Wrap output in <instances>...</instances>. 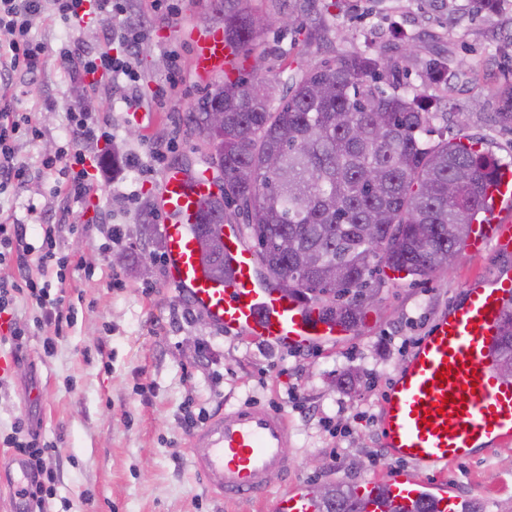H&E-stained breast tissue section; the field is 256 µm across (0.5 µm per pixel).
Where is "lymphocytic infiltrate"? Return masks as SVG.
<instances>
[{
  "label": "lymphocytic infiltrate",
  "instance_id": "lymphocytic-infiltrate-1",
  "mask_svg": "<svg viewBox=\"0 0 512 512\" xmlns=\"http://www.w3.org/2000/svg\"><path fill=\"white\" fill-rule=\"evenodd\" d=\"M123 0H0V83L9 84L21 79H33L40 73L48 55H56L66 67L72 81L95 87L102 80L113 83L135 80V71L129 59L112 55L110 51L76 53L68 46L50 50L37 38L33 23L44 13H51L63 25L79 24L86 13H94L100 21L109 24L122 13ZM68 125L64 137L67 147L55 156H42L38 164L42 170L58 174L55 196L66 200L82 199L97 186L101 175L87 167V145L105 139L107 124L91 120L81 102L67 107ZM39 130L31 114L17 111L10 103L0 104V193L11 186L22 184L30 167L17 154L14 143L18 138L37 139ZM40 248H32L26 240L27 229L13 216L0 217V264H16L18 278L0 280V318L10 323V337L19 340L25 331L15 309L18 302L33 301L42 311V320L52 325L55 336L63 335L72 323L69 307L63 296L51 295L47 275L64 267L57 252L61 227L46 224L42 227ZM14 436L5 438L6 447L16 449L26 457L31 481L20 484L17 495L24 497L30 512H47L46 504L53 496L55 474L45 464L48 448L39 446L35 432L25 422H17Z\"/></svg>",
  "mask_w": 512,
  "mask_h": 512
}]
</instances>
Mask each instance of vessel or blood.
Instances as JSON below:
<instances>
[{
  "label": "vessel or blood",
  "instance_id": "1",
  "mask_svg": "<svg viewBox=\"0 0 512 512\" xmlns=\"http://www.w3.org/2000/svg\"><path fill=\"white\" fill-rule=\"evenodd\" d=\"M195 68L199 75L230 71L235 51L215 28L194 30ZM489 191L497 201L512 200V169H499ZM219 192L208 173L197 175L178 166L164 175L160 198L167 283L190 307L213 324L265 344L303 350L335 342L349 330L323 316L295 294L286 293L262 274L241 228L224 224L225 278L212 276L197 251L193 226L199 204ZM512 245V219L494 215L467 242L475 254L490 245ZM512 300V277L489 286L472 285L463 300L430 326L404 358L381 400L378 417L386 458L422 465H453L478 451L512 441V382L494 366L498 322ZM445 380H438V373ZM288 417L280 411L243 405L231 416L217 415L190 435L193 465L207 489L225 502H258L268 497L271 474H287L291 440ZM367 512H464L446 481L426 482L406 475L378 484L358 485ZM274 512H316L311 495L298 488L276 498Z\"/></svg>",
  "mask_w": 512,
  "mask_h": 512
}]
</instances>
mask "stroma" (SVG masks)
<instances>
[{
	"instance_id": "35a3bbf8",
	"label": "stroma",
	"mask_w": 512,
	"mask_h": 512,
	"mask_svg": "<svg viewBox=\"0 0 512 512\" xmlns=\"http://www.w3.org/2000/svg\"><path fill=\"white\" fill-rule=\"evenodd\" d=\"M172 14H159L152 0H125V21L144 22L147 51L134 58L141 100L128 110L118 88L105 83L83 89L48 57L39 75L16 86L0 84V100L34 113L40 139L16 146L33 172L21 186L0 194V212L27 226V240L40 246L39 221L75 224L62 247L78 258L64 278L49 274L52 293H63L73 323L53 356L43 353L46 332L35 306L21 307L25 335L0 341V512H12L21 479L3 440L17 420L32 425L56 451L47 466L56 473L50 512H273L271 504H227L206 489L192 464L188 417L211 418L243 403L287 414L292 428L288 476H271L270 494L292 488L364 480L406 471L418 478H445L470 503V512H512V442L452 467H423L372 454L382 446L377 424L357 421L378 409L383 388L431 323L467 286L512 275V251L480 255L461 250L454 262L422 279L385 272L365 318L336 342L301 355L272 347L211 323L165 285L166 220L159 207L165 170L205 167L211 148L188 122L214 77L192 68V28L222 27L216 0H170ZM253 11L297 16L293 29L258 36L239 56L243 68L280 80L342 55L367 53L384 62L410 53L407 80L431 101L436 133L479 140L512 167V125L498 115L499 91L512 85V0H493L479 12L472 0H247ZM94 15L69 29L41 19L36 36L50 47L110 48L124 55L125 41H106ZM441 63L428 70L429 60ZM94 101L95 119H107L110 140L88 154L126 158L111 184L80 202L59 204L54 179L36 171L39 155L55 153L67 124L70 99ZM36 213H28V205ZM126 256L114 265L113 254ZM348 372L356 384H340Z\"/></svg>"
}]
</instances>
